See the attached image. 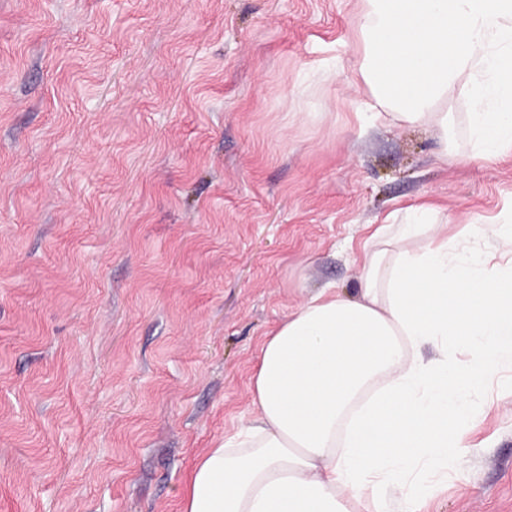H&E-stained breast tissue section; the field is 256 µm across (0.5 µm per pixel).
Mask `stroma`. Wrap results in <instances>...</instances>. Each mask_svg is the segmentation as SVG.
<instances>
[{
    "label": "stroma",
    "mask_w": 512,
    "mask_h": 512,
    "mask_svg": "<svg viewBox=\"0 0 512 512\" xmlns=\"http://www.w3.org/2000/svg\"><path fill=\"white\" fill-rule=\"evenodd\" d=\"M363 0H0V512H181L269 333L432 202L512 205L357 116ZM427 512H512V391Z\"/></svg>",
    "instance_id": "stroma-1"
}]
</instances>
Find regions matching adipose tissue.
I'll return each instance as SVG.
<instances>
[{
	"instance_id": "ef3b65f1",
	"label": "adipose tissue",
	"mask_w": 512,
	"mask_h": 512,
	"mask_svg": "<svg viewBox=\"0 0 512 512\" xmlns=\"http://www.w3.org/2000/svg\"><path fill=\"white\" fill-rule=\"evenodd\" d=\"M364 3L372 120L428 131L443 162L458 121L474 155L511 153L512 0ZM438 214L389 215L356 295L324 288L269 334L258 416L196 461L181 512H424L483 413L469 394L512 362V211L468 248Z\"/></svg>"
}]
</instances>
